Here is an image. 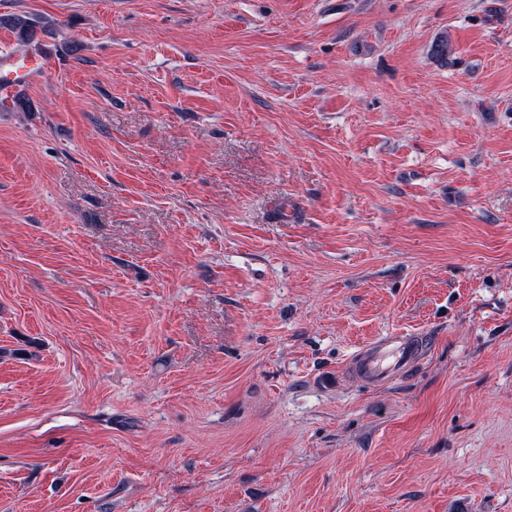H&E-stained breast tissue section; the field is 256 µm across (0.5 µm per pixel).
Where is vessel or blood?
Masks as SVG:
<instances>
[{
    "label": "vessel or blood",
    "instance_id": "1",
    "mask_svg": "<svg viewBox=\"0 0 512 512\" xmlns=\"http://www.w3.org/2000/svg\"><path fill=\"white\" fill-rule=\"evenodd\" d=\"M425 336L392 334L361 346L350 357L347 368L358 380L379 385L388 382L418 363L425 355Z\"/></svg>",
    "mask_w": 512,
    "mask_h": 512
}]
</instances>
